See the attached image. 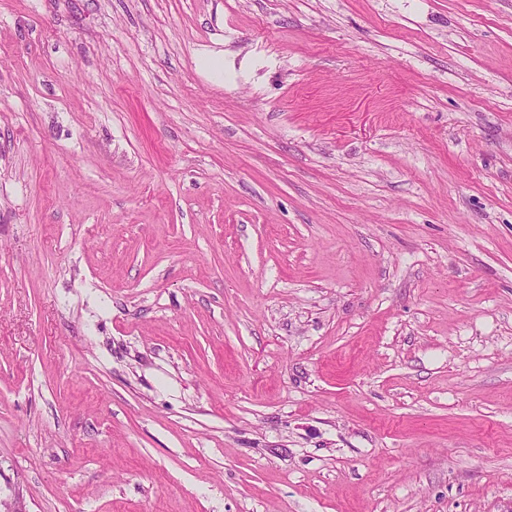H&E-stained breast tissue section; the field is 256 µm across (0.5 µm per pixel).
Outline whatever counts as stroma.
I'll list each match as a JSON object with an SVG mask.
<instances>
[{"mask_svg": "<svg viewBox=\"0 0 512 512\" xmlns=\"http://www.w3.org/2000/svg\"><path fill=\"white\" fill-rule=\"evenodd\" d=\"M1 500L512 512V0H0Z\"/></svg>", "mask_w": 512, "mask_h": 512, "instance_id": "obj_1", "label": "stroma"}]
</instances>
